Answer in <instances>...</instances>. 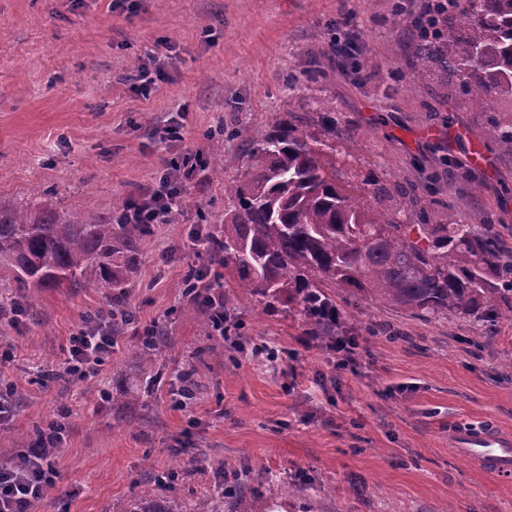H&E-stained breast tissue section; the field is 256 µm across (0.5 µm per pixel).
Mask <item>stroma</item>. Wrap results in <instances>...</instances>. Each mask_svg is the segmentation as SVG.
<instances>
[{
	"instance_id": "stroma-1",
	"label": "stroma",
	"mask_w": 512,
	"mask_h": 512,
	"mask_svg": "<svg viewBox=\"0 0 512 512\" xmlns=\"http://www.w3.org/2000/svg\"><path fill=\"white\" fill-rule=\"evenodd\" d=\"M427 0H0V200L56 187L57 200L105 210L153 188L175 149L148 138L181 115L185 143L208 152L207 133L233 129L224 175L183 186L188 207L141 245L125 330L84 380L64 372L68 340L106 313L91 288H46L34 311L0 327V386L23 398L0 422V465L19 435L63 424L61 477L33 512H105L145 474H175L178 495L215 485L236 492L241 461L300 488L318 512H512V479L456 457L448 432L493 423L512 430V314L425 319L337 291L358 363L341 365L311 339L295 304L269 311L242 300L224 335L205 336V312L180 284L190 269L230 292L235 284L198 241L202 215L228 212L225 183L242 154L287 112L315 138V101L332 100L340 135L336 180L400 224L512 225V155L490 149L512 101L472 108L445 101V74L411 78L416 22ZM402 8L404 20L393 24ZM173 47L160 62L156 46ZM321 71L307 75L310 61ZM160 72L150 92L133 75ZM486 147V163L470 161ZM165 336L139 363L135 329ZM279 355L270 366L259 350ZM221 350L223 358L213 357ZM194 366L192 399L179 374ZM136 387L139 403L125 393ZM220 461L223 472L204 470Z\"/></svg>"
}]
</instances>
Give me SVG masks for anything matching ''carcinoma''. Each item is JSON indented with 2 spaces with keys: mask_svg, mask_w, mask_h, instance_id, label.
Segmentation results:
<instances>
[{
  "mask_svg": "<svg viewBox=\"0 0 512 512\" xmlns=\"http://www.w3.org/2000/svg\"><path fill=\"white\" fill-rule=\"evenodd\" d=\"M415 46V78L439 71L475 107L494 109L512 99V0H428ZM318 122L336 135V112L318 102ZM496 144L512 152V121L497 126ZM241 177L224 185L234 208L224 228L203 238L232 274L239 296L294 303L312 332L328 331L311 307L318 302L343 316L330 298L340 288L413 317H462L504 306L512 313V225L397 224L336 182L335 148L307 136L288 120L275 122L247 150ZM112 208H59L0 201V285L29 304L43 288H94L112 310L123 309L139 265L145 224L117 221ZM418 231V238L412 231ZM296 491L276 486L263 500L241 491L227 512H270ZM221 493L187 501L146 485L112 502L109 512H221Z\"/></svg>",
  "mask_w": 512,
  "mask_h": 512,
  "instance_id": "cac0c4a2",
  "label": "carcinoma"
}]
</instances>
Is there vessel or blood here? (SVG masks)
<instances>
[{"label":"vessel or blood","instance_id":"obj_1","mask_svg":"<svg viewBox=\"0 0 512 512\" xmlns=\"http://www.w3.org/2000/svg\"><path fill=\"white\" fill-rule=\"evenodd\" d=\"M453 453L482 471L501 476L512 474V432L496 425L482 428L459 427L448 433Z\"/></svg>","mask_w":512,"mask_h":512}]
</instances>
